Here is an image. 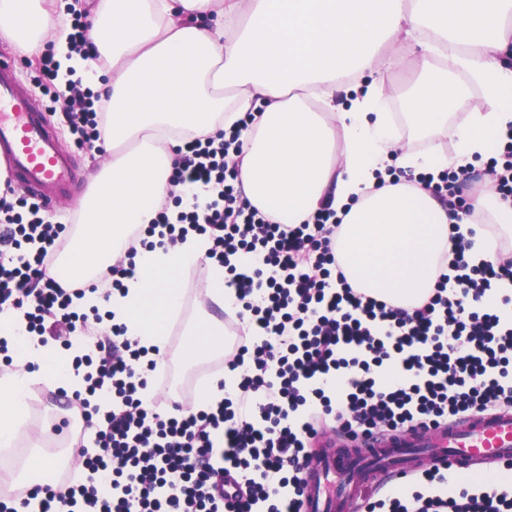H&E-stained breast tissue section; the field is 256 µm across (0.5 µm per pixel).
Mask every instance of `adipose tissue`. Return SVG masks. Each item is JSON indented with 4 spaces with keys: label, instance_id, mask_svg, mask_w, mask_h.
I'll return each instance as SVG.
<instances>
[{
    "label": "adipose tissue",
    "instance_id": "adipose-tissue-1",
    "mask_svg": "<svg viewBox=\"0 0 512 512\" xmlns=\"http://www.w3.org/2000/svg\"><path fill=\"white\" fill-rule=\"evenodd\" d=\"M56 0H0V40L33 56L52 50L59 79L81 80L108 107L110 162L83 201V222L46 271L61 285L95 284L78 308L103 303L128 338L158 349L183 305L184 274L211 241L189 233L139 251L122 290L110 266L135 226L151 224L168 198L181 135L229 130L240 119L237 185L282 224L310 220L332 202L341 226L336 263L352 287L399 307L428 298L453 222L472 231V262L497 263L482 227L512 234V199L493 183L454 219L418 180L497 156L512 129V0H87V39L100 63L71 51ZM485 95L484 111L448 123L462 89L445 56ZM405 67V121L387 108L385 74ZM441 134L405 151L407 131ZM13 362L0 370V441L27 425V392L83 390L70 350L28 335L23 312L0 311Z\"/></svg>",
    "mask_w": 512,
    "mask_h": 512
}]
</instances>
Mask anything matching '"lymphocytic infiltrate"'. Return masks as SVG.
Wrapping results in <instances>:
<instances>
[{
  "label": "lymphocytic infiltrate",
  "instance_id": "lymphocytic-infiltrate-1",
  "mask_svg": "<svg viewBox=\"0 0 512 512\" xmlns=\"http://www.w3.org/2000/svg\"><path fill=\"white\" fill-rule=\"evenodd\" d=\"M44 90L61 104L78 149L105 134L92 91L55 85L57 65L41 57ZM173 185L192 191L177 215L160 211L136 228L126 259L149 247L156 226L169 242L188 231L209 236L207 259L227 267L242 304L230 327L224 366L238 373L235 391L216 406L145 407L146 373L157 370L146 347L124 327L89 337L74 368L86 398L77 406L95 425L93 451H82L80 477L44 486L42 512H299L309 447L327 420L355 437L425 430L474 411L512 408V259L472 263L459 225H452L450 273L414 310L388 305L353 288L338 271L332 236L340 226L323 205L312 222L281 224L243 199L230 156L238 134L191 138L176 147ZM40 203L0 190V307L23 311L28 331L62 339L88 316L73 308L86 288L63 287L46 269L63 250L60 225ZM236 254L255 268L232 265ZM498 293L492 307L487 293ZM108 390L119 408L98 414L89 395ZM461 481L453 496L371 498L365 512H512L506 492H473Z\"/></svg>",
  "mask_w": 512,
  "mask_h": 512
}]
</instances>
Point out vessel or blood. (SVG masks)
Returning a JSON list of instances; mask_svg holds the SVG:
<instances>
[{"instance_id": "b4317fda", "label": "vessel or blood", "mask_w": 512, "mask_h": 512, "mask_svg": "<svg viewBox=\"0 0 512 512\" xmlns=\"http://www.w3.org/2000/svg\"><path fill=\"white\" fill-rule=\"evenodd\" d=\"M0 160L13 181L37 201L52 204L70 195L77 181L72 155L56 140L47 108L0 60ZM305 470L300 512H364L378 488L416 473L427 462L457 476L480 479L486 465L512 461V410L481 412L437 429L376 434L337 447L332 436Z\"/></svg>"}]
</instances>
